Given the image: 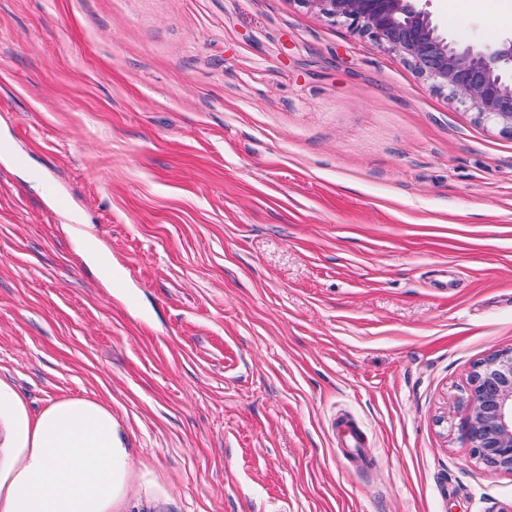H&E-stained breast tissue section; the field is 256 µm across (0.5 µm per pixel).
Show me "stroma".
Here are the masks:
<instances>
[{
    "instance_id": "35a3bbf8",
    "label": "stroma",
    "mask_w": 512,
    "mask_h": 512,
    "mask_svg": "<svg viewBox=\"0 0 512 512\" xmlns=\"http://www.w3.org/2000/svg\"><path fill=\"white\" fill-rule=\"evenodd\" d=\"M509 348L512 137L398 55L312 0H0V377L111 408L110 512H512L460 432ZM341 426H337V434L341 441L344 443L345 451L351 456L352 459L364 462L366 456L363 448L365 446L362 433L357 429L353 430L349 425L342 421Z\"/></svg>"
}]
</instances>
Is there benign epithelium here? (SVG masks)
<instances>
[{
    "label": "benign epithelium",
    "mask_w": 512,
    "mask_h": 512,
    "mask_svg": "<svg viewBox=\"0 0 512 512\" xmlns=\"http://www.w3.org/2000/svg\"><path fill=\"white\" fill-rule=\"evenodd\" d=\"M396 53L438 89L476 109L477 118L512 136V37L489 46L445 36L420 0H310ZM461 422L473 458L512 473V349L480 362Z\"/></svg>",
    "instance_id": "benign-epithelium-1"
}]
</instances>
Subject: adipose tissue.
I'll use <instances>...</instances> for the list:
<instances>
[{"mask_svg": "<svg viewBox=\"0 0 512 512\" xmlns=\"http://www.w3.org/2000/svg\"><path fill=\"white\" fill-rule=\"evenodd\" d=\"M0 447L20 460L0 472V512H107L125 482L128 442L96 399L51 398L33 413L0 378Z\"/></svg>", "mask_w": 512, "mask_h": 512, "instance_id": "adipose-tissue-1", "label": "adipose tissue"}]
</instances>
